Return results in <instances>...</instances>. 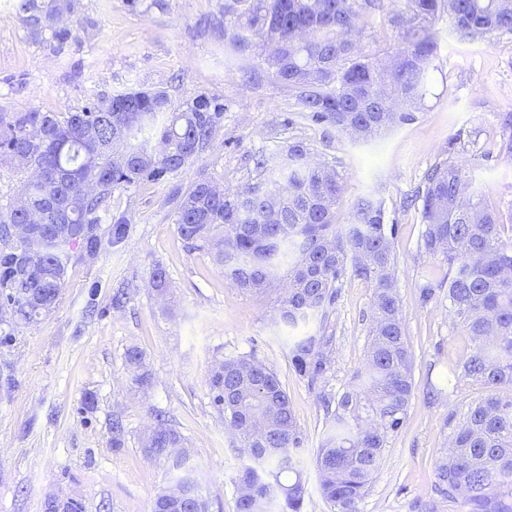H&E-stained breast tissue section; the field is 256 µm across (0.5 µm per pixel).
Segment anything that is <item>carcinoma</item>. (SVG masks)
I'll return each instance as SVG.
<instances>
[{"label":"carcinoma","instance_id":"obj_1","mask_svg":"<svg viewBox=\"0 0 512 512\" xmlns=\"http://www.w3.org/2000/svg\"><path fill=\"white\" fill-rule=\"evenodd\" d=\"M392 22L403 43L388 59L369 57L351 39L357 19L382 9L383 0H224L241 49L257 40L272 46L274 75L296 93L300 116L351 137L368 138L413 120L430 91L437 56L434 23L448 15L462 40L512 33V0H403ZM46 5L18 0L16 9L34 26ZM124 105L114 112L103 100ZM224 120V105L199 94L175 103L164 88L99 93L67 112H0V157L34 177L20 203L0 211V303L21 293L42 304L15 300L10 330L50 312L61 295L68 248L92 253L97 229L111 220L112 240H123L131 218L112 210V196L143 182L167 181L210 147ZM126 139L112 149L114 130ZM257 161L264 180L234 195L201 180L168 197L180 236L207 252L234 287L264 293L276 282V322L288 328L316 320L320 330L293 336L289 362L310 382L330 364L332 337L325 334L347 274L374 286L367 364L359 382L323 396L331 431L315 452L320 491L334 512H358L377 471L388 435L406 419L413 388V359L394 291L391 239L382 201L362 198L347 223H336L345 181L336 166L312 163L302 143L286 159ZM469 168L443 158L425 172L423 186L404 204L420 209L425 228L420 250L448 265V304L454 325L476 342L470 355L448 365L456 379L487 388L452 428V448L435 469L437 491L466 512H512V244L501 239L512 214L489 207L469 191ZM39 232L14 241L15 231ZM41 258L36 275L22 276L30 250ZM125 361L142 388L149 384L143 352ZM213 404L249 465L241 472L236 512H302L298 428L288 393L275 371L253 357L217 362L210 373ZM185 438L157 416L144 452L165 458L175 487L160 490L151 512H210L190 455L175 453Z\"/></svg>","mask_w":512,"mask_h":512}]
</instances>
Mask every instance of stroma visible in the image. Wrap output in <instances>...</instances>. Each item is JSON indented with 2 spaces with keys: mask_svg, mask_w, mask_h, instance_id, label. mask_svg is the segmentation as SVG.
<instances>
[{
  "mask_svg": "<svg viewBox=\"0 0 512 512\" xmlns=\"http://www.w3.org/2000/svg\"><path fill=\"white\" fill-rule=\"evenodd\" d=\"M62 10L39 26L0 0V110L64 112L101 91L166 88L174 101L199 94L224 105V122L210 148L171 184L145 183L115 194L132 217L127 237L110 240L100 225L96 253L74 247L55 308L23 323L0 344V368L12 389L0 396V512H45L49 498H72L82 512H150L157 491L172 482L164 459L147 456L141 439L164 412L187 440L211 512H236L238 478L246 465L210 392L214 361L247 355L274 370L306 436L301 477L303 512H333L319 491L313 463L330 424L321 392H343L366 358L373 286L346 276L327 326L334 353L317 382L289 366L288 336L277 326L274 294L233 287L211 257L181 238L168 203L171 185L206 179L235 192L260 178L255 157L294 142L313 157L336 162L346 180L337 212L345 224L364 197L384 200L394 274L413 353L414 385L402 428L387 439L359 512H465L462 502L434 493L435 468L452 432L448 420L486 393L468 380L446 384L433 398L427 386L466 357L474 343L453 327L446 297L419 298L425 280L441 281L448 266L423 254L424 226L401 202L421 186L426 170L450 156L472 169L471 187L486 203L512 211V34L469 42L447 17L435 23L440 51L434 94L414 120L355 142L294 112L295 94L264 61L260 44L239 51L224 34V0H60ZM401 0L362 15L363 54L384 56L402 40L389 21ZM69 32L60 41L55 31ZM166 274L158 295L152 273ZM144 354L150 385L138 389L125 353ZM125 426L112 445V422Z\"/></svg>",
  "mask_w": 512,
  "mask_h": 512,
  "instance_id": "35a3bbf8",
  "label": "stroma"
}]
</instances>
